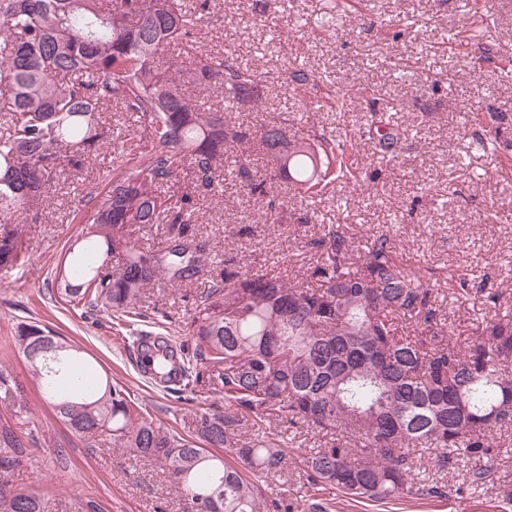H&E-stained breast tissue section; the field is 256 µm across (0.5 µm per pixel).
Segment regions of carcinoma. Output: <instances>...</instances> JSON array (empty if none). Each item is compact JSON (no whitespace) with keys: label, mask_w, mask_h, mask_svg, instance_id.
<instances>
[{"label":"carcinoma","mask_w":512,"mask_h":512,"mask_svg":"<svg viewBox=\"0 0 512 512\" xmlns=\"http://www.w3.org/2000/svg\"><path fill=\"white\" fill-rule=\"evenodd\" d=\"M175 50L196 80L224 84L239 102L261 80L202 51L181 0H0V224L37 222L64 162L89 159L103 139L97 113L113 106L135 116L141 152L115 149L102 198L83 200L86 241L104 259L55 267L58 296L72 308L130 314L145 289L182 287L205 272L194 196L174 190L182 171L216 191L224 156L247 143L234 163L251 194L263 191L251 175L255 156L283 162L280 173L303 198L328 179L354 177L343 146L323 134L298 138L278 118L253 129L191 104L159 67ZM372 125L378 153L393 160L406 131L381 117ZM154 224L167 225L164 245L137 247L134 235ZM314 245L316 288L226 270L197 295L196 357L223 368L224 407L197 412L192 437L146 416L111 378L96 386L77 379L79 348L50 327L22 324L14 345L76 435L164 460L185 512H266L258 482L288 468L285 433L297 426L325 439L301 460L313 489L359 502L446 494L412 477L416 461L428 456L445 469L461 457L489 458L494 433L512 428V314L497 312L502 294L465 270L423 273L386 232L359 247L330 228ZM22 252V230L0 235V267L15 266ZM441 284L488 308L463 349L449 343L436 303ZM137 349L162 383L174 373L188 386L200 379L177 366L165 341L140 338ZM45 509L42 490L0 481V512Z\"/></svg>","instance_id":"cac0c4a2"}]
</instances>
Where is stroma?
I'll return each mask as SVG.
<instances>
[{
	"mask_svg": "<svg viewBox=\"0 0 512 512\" xmlns=\"http://www.w3.org/2000/svg\"><path fill=\"white\" fill-rule=\"evenodd\" d=\"M381 14L366 15L338 0H184L200 15L197 41L261 75L252 102L238 104L182 73L185 96L233 121L252 126L280 114L291 133L314 132L343 143L351 181L329 183L312 199H300L274 168L258 163L254 178L266 180L268 196L245 194L234 169L223 192L193 185L207 261L214 274L235 264L287 281H310L313 241L322 229L357 234L367 241L391 233L404 258L421 268L464 267L486 288L512 294V75L503 59L512 55V0H480L464 8L459 0H366ZM298 66L314 85L287 88L282 76ZM343 105H336V90ZM406 129L397 158L378 159L369 136L372 116ZM107 142L93 164L65 166L54 177L43 216L32 225L26 255L0 278V366L9 386L0 389V427L24 445L6 470L11 486L47 488L46 512H82L94 501L102 512H182L167 470L156 460H136L127 449L71 433L44 401L27 360L15 348V328L40 322L83 348L80 361L89 379L103 376L124 386L157 423L193 433L197 409L221 402L216 381L182 396L145 377L132 338L143 332L169 339L181 360L194 356L189 322L201 283L158 288L133 316L110 311L72 310L52 297L50 273L70 246L82 243L88 224L74 220L83 196L100 190L110 167L113 143L127 133L114 111L99 113ZM279 206L278 225L265 221L269 203ZM437 301L452 326V340L464 347L485 317L484 305L456 299L439 289ZM321 436L298 431L287 451L294 462L285 476L262 479L267 502L290 512H512L503 492L512 485V437L494 438L497 470L476 486L474 469L484 460L463 459L441 469L426 463L420 479L446 487L447 496L403 499L366 507L308 487L296 457L321 447Z\"/></svg>",
	"mask_w": 512,
	"mask_h": 512,
	"instance_id": "obj_1",
	"label": "stroma"
}]
</instances>
